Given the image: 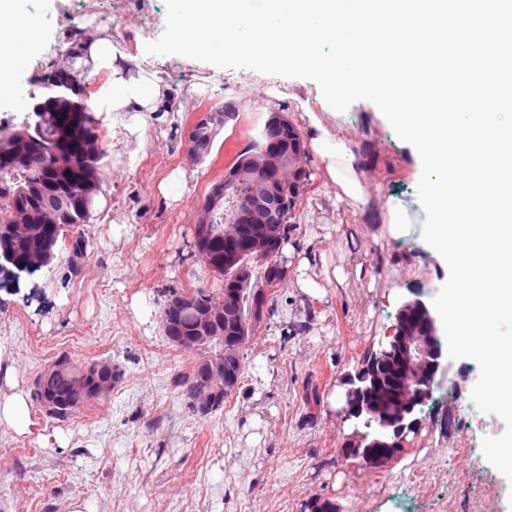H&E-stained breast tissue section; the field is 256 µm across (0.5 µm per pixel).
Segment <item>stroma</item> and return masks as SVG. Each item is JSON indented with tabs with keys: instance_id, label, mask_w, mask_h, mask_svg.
Listing matches in <instances>:
<instances>
[{
	"instance_id": "stroma-1",
	"label": "stroma",
	"mask_w": 512,
	"mask_h": 512,
	"mask_svg": "<svg viewBox=\"0 0 512 512\" xmlns=\"http://www.w3.org/2000/svg\"><path fill=\"white\" fill-rule=\"evenodd\" d=\"M81 4L29 0L40 28L12 84L42 93L50 60L89 32L157 72L163 93L138 131L102 118V192L85 228L91 252L74 263L60 246L34 276L0 272V352L28 390L64 352L82 363L111 358L121 379L109 400L68 420L34 406L28 434L0 426V512H69L76 501L93 512H305L324 499L336 512H512V483L481 453L482 439L500 436L505 424L470 400L475 361L452 360L438 372L417 435L381 468L344 453L353 424L328 401L339 378L384 341L402 303L415 295L431 302L448 278L421 237L412 146L373 103L336 111L311 80L146 54L164 29L165 0H100L93 15ZM225 103L236 106L237 120L205 161L189 163L192 122ZM273 111L302 131L305 113H316L344 139L369 203L337 200L310 155L313 186L283 247L290 275L278 310L242 350V389L202 416L171 383L195 356L169 343L159 316L168 289L217 287L188 255L195 208ZM391 199L415 218L396 238L381 232ZM303 260L321 296L298 288ZM444 416L450 425H441ZM58 430L64 441L54 440Z\"/></svg>"
}]
</instances>
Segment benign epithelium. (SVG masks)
I'll return each instance as SVG.
<instances>
[{"mask_svg": "<svg viewBox=\"0 0 512 512\" xmlns=\"http://www.w3.org/2000/svg\"><path fill=\"white\" fill-rule=\"evenodd\" d=\"M79 48L70 49L69 64L60 74L47 80L44 88L53 102V112H84L87 85L85 70H77L70 60ZM236 118V109L229 105L211 107L192 123L186 157L196 163L210 152L211 134L223 129ZM20 145L0 139V169L12 168L23 157L41 180L52 182L67 173L73 151L72 140L60 132L55 148L58 160L55 173L43 175L40 166L41 145L36 138L26 137ZM83 193L101 190V177L93 162L83 172ZM312 186L308 147L296 126L281 112H273L265 122L255 150L247 158L231 161L224 167V176L216 180L196 207L193 249L195 256L213 273L222 274L224 291L220 297L199 307L206 320L203 330L195 336L176 340L179 349L195 353L204 344L223 345L220 353L201 360L209 371V391L194 400L196 410L206 413L235 390L238 373L233 364L244 345L253 338L264 320L263 301L288 278L282 258L284 225L292 223ZM16 224H45L60 230L57 214L42 207L34 208L26 196L17 195L11 206ZM222 222L224 257L215 261L207 243L217 222ZM263 266L273 272L269 287L262 290L249 317L240 316L244 296L253 293V270ZM438 336L437 319L419 298L405 302L388 333V342L370 349L355 371L343 378L345 420L353 421V431L346 438V447L372 466H385L396 460L408 446V436L417 431L419 408L432 398L435 376L445 360ZM396 366L391 386L393 407L386 408L375 400L361 403L363 394L378 395L381 383L377 378L378 363ZM109 360L85 364L80 380L72 385L74 395L84 406L108 399L112 380L105 376Z\"/></svg>", "mask_w": 512, "mask_h": 512, "instance_id": "1", "label": "benign epithelium"}]
</instances>
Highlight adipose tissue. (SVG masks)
Here are the masks:
<instances>
[{
    "mask_svg": "<svg viewBox=\"0 0 512 512\" xmlns=\"http://www.w3.org/2000/svg\"><path fill=\"white\" fill-rule=\"evenodd\" d=\"M40 26L33 15H21L15 10V0H0V97L12 93L9 80L11 64L15 54L21 53L22 47L14 40L15 31L22 30L28 35H35ZM89 59L94 67L107 68L112 72V84L101 96V105L112 114L113 124H124L126 115L133 108L147 107L154 99L161 96V80L156 75H132L131 58L119 53L110 39L102 38L89 49ZM312 146L323 164V172L328 182L336 185L341 197L355 206L363 207L368 203V196L358 165L346 142L335 135L315 113H308ZM9 388L7 394L0 395V425L16 434L28 433L31 425V413L28 396L18 390L11 366L0 369Z\"/></svg>",
    "mask_w": 512,
    "mask_h": 512,
    "instance_id": "ef3b65f1",
    "label": "adipose tissue"
}]
</instances>
